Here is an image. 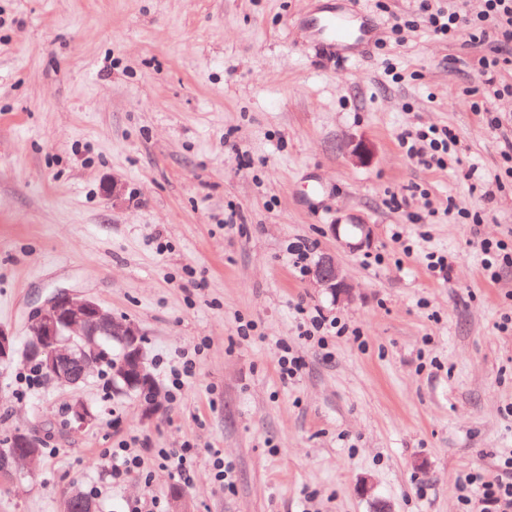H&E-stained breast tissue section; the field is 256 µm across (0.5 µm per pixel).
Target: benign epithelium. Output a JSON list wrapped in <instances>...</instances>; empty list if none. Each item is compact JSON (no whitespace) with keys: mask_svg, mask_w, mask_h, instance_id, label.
<instances>
[{"mask_svg":"<svg viewBox=\"0 0 512 512\" xmlns=\"http://www.w3.org/2000/svg\"><path fill=\"white\" fill-rule=\"evenodd\" d=\"M346 152L358 165H366L373 158V148L364 139L348 141ZM347 228L346 224L332 225L336 240L344 248L354 251L370 244L371 225L355 224L353 233L347 232ZM311 277L334 299L352 298V285L333 256H321L311 270ZM28 331L23 356L40 366L47 383L62 387L80 386L101 371L115 341L122 347L123 357L120 362L108 366L112 384L122 382L131 389L155 388L143 356L140 329L133 323L117 320L112 312L93 299L59 289L34 310ZM17 355L13 332L0 326V372L8 369ZM68 410L72 431L83 430L96 420V413L82 400L70 403ZM18 444L19 450L0 455V482L4 484L17 481L20 463L34 464L41 457L43 439L37 433L19 431ZM62 512H95V504L85 499L81 491L73 490L64 500Z\"/></svg>","mask_w":512,"mask_h":512,"instance_id":"benign-epithelium-1","label":"benign epithelium"}]
</instances>
